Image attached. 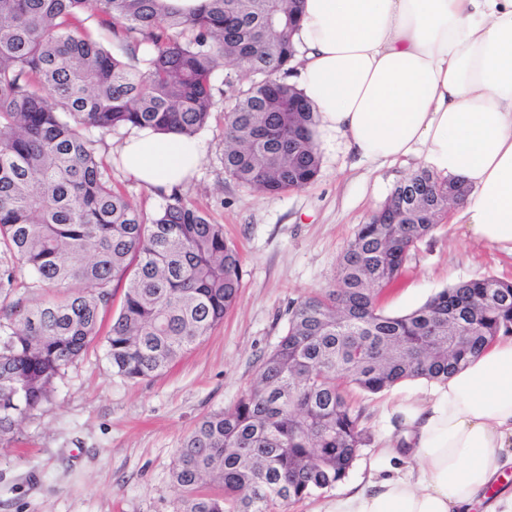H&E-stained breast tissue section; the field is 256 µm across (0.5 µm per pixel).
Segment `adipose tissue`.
Wrapping results in <instances>:
<instances>
[{
    "mask_svg": "<svg viewBox=\"0 0 512 512\" xmlns=\"http://www.w3.org/2000/svg\"><path fill=\"white\" fill-rule=\"evenodd\" d=\"M294 40L315 135L354 154L422 158L468 192L475 242L512 254V0H305ZM125 172L177 187L197 139L133 130ZM405 447L382 445L362 484L324 512H512V338L393 410Z\"/></svg>",
    "mask_w": 512,
    "mask_h": 512,
    "instance_id": "ef3b65f1",
    "label": "adipose tissue"
}]
</instances>
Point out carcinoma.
Listing matches in <instances>:
<instances>
[{"label":"carcinoma","mask_w":512,"mask_h":512,"mask_svg":"<svg viewBox=\"0 0 512 512\" xmlns=\"http://www.w3.org/2000/svg\"><path fill=\"white\" fill-rule=\"evenodd\" d=\"M303 0H0V298L17 271L55 300L0 308V444L48 401L99 333L113 284L125 288L105 337L112 370L140 380L168 369L237 302L242 260L224 227L174 190L153 213L112 188L101 134L154 128L186 137L210 122L216 95L250 78L224 112L221 160L269 196L321 168L315 113L288 83ZM463 186L421 169L392 190L341 253L336 288L289 310L288 330L230 411L204 416L176 449L182 512H275L344 481L369 441L343 386L379 393L414 378L446 381L512 335V283L444 289L385 316L377 288ZM211 483L222 493L199 491Z\"/></svg>","instance_id":"obj_1"}]
</instances>
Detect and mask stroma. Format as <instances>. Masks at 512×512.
I'll use <instances>...</instances> for the list:
<instances>
[{"mask_svg":"<svg viewBox=\"0 0 512 512\" xmlns=\"http://www.w3.org/2000/svg\"><path fill=\"white\" fill-rule=\"evenodd\" d=\"M224 109L216 107L197 139L203 160L181 193L224 227L239 249L243 285L222 323L160 375L138 381L112 370L103 333L121 306L112 291L101 337L55 384L48 403L0 444V512H181L171 481L175 451L204 416L230 410L255 381L263 358L288 329V310L305 296L336 286L337 261L360 224L393 187L422 169L421 159H361L340 137L319 142L321 168L300 190L271 197L233 180L221 161ZM124 135L104 136L101 153L115 190L152 212L156 192L129 178L117 157ZM512 282V255L469 239L446 214L418 243L402 274L379 293L378 308L400 316L443 289L472 279ZM426 380L368 394L349 388L364 409L371 443L345 483L364 479L390 431L392 409Z\"/></svg>","mask_w":512,"mask_h":512,"instance_id":"stroma-1","label":"stroma"}]
</instances>
